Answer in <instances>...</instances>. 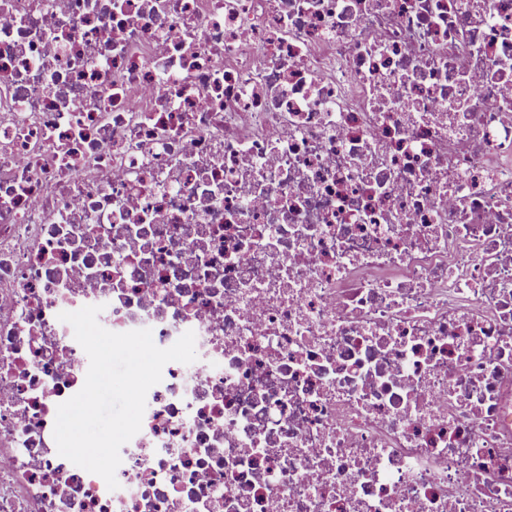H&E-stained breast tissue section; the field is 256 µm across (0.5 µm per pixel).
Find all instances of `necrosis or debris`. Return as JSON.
I'll list each match as a JSON object with an SVG mask.
<instances>
[{
	"label": "necrosis or debris",
	"instance_id": "obj_1",
	"mask_svg": "<svg viewBox=\"0 0 512 512\" xmlns=\"http://www.w3.org/2000/svg\"><path fill=\"white\" fill-rule=\"evenodd\" d=\"M0 512H512V0H0Z\"/></svg>",
	"mask_w": 512,
	"mask_h": 512
}]
</instances>
